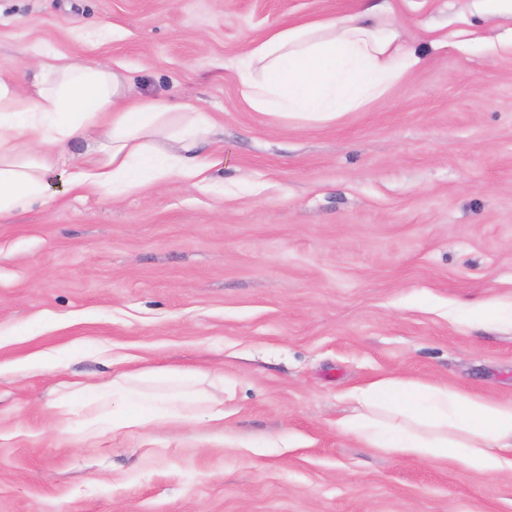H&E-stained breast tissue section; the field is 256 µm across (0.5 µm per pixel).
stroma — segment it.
Wrapping results in <instances>:
<instances>
[{
    "label": "stroma",
    "mask_w": 512,
    "mask_h": 512,
    "mask_svg": "<svg viewBox=\"0 0 512 512\" xmlns=\"http://www.w3.org/2000/svg\"><path fill=\"white\" fill-rule=\"evenodd\" d=\"M425 64L328 121L268 116L235 62L360 0H0V74L47 50L126 99L209 112L203 185L48 198L0 220V512H512V476L364 447L345 394L391 376L512 401V56L432 49L470 0H392ZM218 372L232 451L186 421L92 436L115 374ZM491 311L495 312L502 322L512 325V306L510 308L498 304L490 305L487 302L473 303L468 306V315L473 321L483 320Z\"/></svg>",
    "instance_id": "stroma-1"
}]
</instances>
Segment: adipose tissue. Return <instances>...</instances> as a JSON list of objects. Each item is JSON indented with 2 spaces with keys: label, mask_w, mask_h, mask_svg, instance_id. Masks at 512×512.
Listing matches in <instances>:
<instances>
[{
  "label": "adipose tissue",
  "mask_w": 512,
  "mask_h": 512,
  "mask_svg": "<svg viewBox=\"0 0 512 512\" xmlns=\"http://www.w3.org/2000/svg\"><path fill=\"white\" fill-rule=\"evenodd\" d=\"M476 11L508 20L497 38L460 28L439 46L512 55V0H473ZM389 0L342 18L314 16L272 27L249 42L236 66L242 95L257 112L330 120L380 99L397 79L425 61L405 24L385 21ZM121 75L108 65L45 56L30 88L0 75V219L46 197L50 175L74 194L117 197L170 175L203 182L214 160L194 151L213 125L209 113L163 99L123 102ZM171 144L161 149L157 138ZM81 148L67 163L64 148ZM112 393L136 411L112 422L116 433L206 413L225 418L224 403L199 387L195 373L145 368L118 375ZM341 430L389 454L445 458L484 476L512 474V402L386 377L353 389Z\"/></svg>",
  "instance_id": "ef3b65f1"
}]
</instances>
